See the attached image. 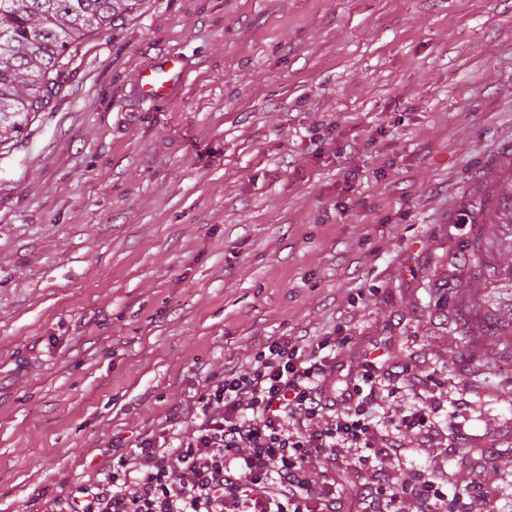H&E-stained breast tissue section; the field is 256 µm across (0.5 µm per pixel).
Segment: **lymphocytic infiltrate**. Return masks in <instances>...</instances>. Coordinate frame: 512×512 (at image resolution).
Here are the masks:
<instances>
[{
    "instance_id": "obj_1",
    "label": "lymphocytic infiltrate",
    "mask_w": 512,
    "mask_h": 512,
    "mask_svg": "<svg viewBox=\"0 0 512 512\" xmlns=\"http://www.w3.org/2000/svg\"><path fill=\"white\" fill-rule=\"evenodd\" d=\"M341 337L280 336L245 369L225 372L199 397L201 417L178 445L140 438L110 479L81 486L63 512H345L327 464L342 449L379 461L401 445L379 442L373 369L335 392L325 353ZM370 512H442L436 477L376 470L360 493Z\"/></svg>"
}]
</instances>
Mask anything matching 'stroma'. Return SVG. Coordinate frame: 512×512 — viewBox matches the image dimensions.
I'll list each match as a JSON object with an SVG mask.
<instances>
[{"label":"stroma","instance_id":"35a3bbf8","mask_svg":"<svg viewBox=\"0 0 512 512\" xmlns=\"http://www.w3.org/2000/svg\"><path fill=\"white\" fill-rule=\"evenodd\" d=\"M185 64L169 102L137 75ZM0 146V512H54L268 339L336 331L435 432L449 512H512V359L438 308L512 179V0H145ZM468 441L506 461L457 455Z\"/></svg>","mask_w":512,"mask_h":512}]
</instances>
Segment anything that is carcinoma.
Wrapping results in <instances>:
<instances>
[{
  "label": "carcinoma",
  "instance_id": "cac0c4a2",
  "mask_svg": "<svg viewBox=\"0 0 512 512\" xmlns=\"http://www.w3.org/2000/svg\"><path fill=\"white\" fill-rule=\"evenodd\" d=\"M131 0H0V135L19 130L45 111L68 82L80 42L111 27ZM506 204L495 212L502 229L473 245L472 257L483 280L494 285L496 299L474 300L471 288L453 284L465 311L476 314L473 327L492 336L512 337V266L495 258L512 254V188L502 191Z\"/></svg>",
  "mask_w": 512,
  "mask_h": 512
}]
</instances>
